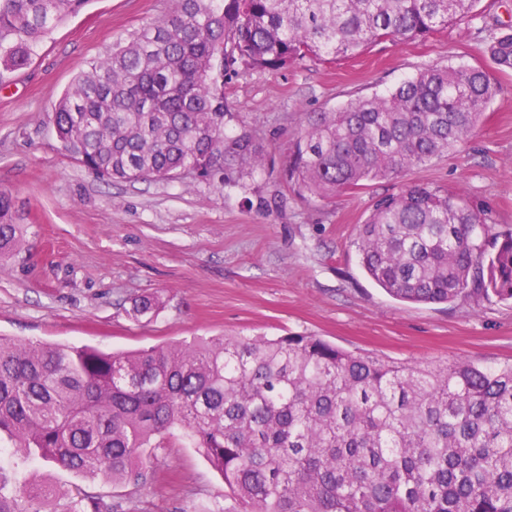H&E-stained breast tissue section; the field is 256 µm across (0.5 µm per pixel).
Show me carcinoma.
I'll use <instances>...</instances> for the list:
<instances>
[{"label": "carcinoma", "instance_id": "cac0c4a2", "mask_svg": "<svg viewBox=\"0 0 512 512\" xmlns=\"http://www.w3.org/2000/svg\"><path fill=\"white\" fill-rule=\"evenodd\" d=\"M479 0H173L161 20L93 62L58 100L57 138L106 180L192 170L243 187L269 164L227 129L224 80L240 64L276 70L374 42L424 39ZM88 0H0V72ZM512 70V28L486 46ZM500 91L478 67L433 66L383 95L305 115L281 180L328 201L457 154ZM27 227L0 193V257ZM361 264L409 303L512 301V229L463 195L420 183L378 199L358 225ZM155 294L129 314L150 320ZM176 429L219 472L225 512H512V364H408L319 336H223L106 353L0 335V435L24 458L114 484H144L143 449ZM0 512H102L88 494L10 487Z\"/></svg>", "mask_w": 512, "mask_h": 512}]
</instances>
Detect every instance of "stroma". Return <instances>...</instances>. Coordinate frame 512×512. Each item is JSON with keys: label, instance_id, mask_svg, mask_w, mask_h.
Returning <instances> with one entry per match:
<instances>
[{"label": "stroma", "instance_id": "stroma-1", "mask_svg": "<svg viewBox=\"0 0 512 512\" xmlns=\"http://www.w3.org/2000/svg\"><path fill=\"white\" fill-rule=\"evenodd\" d=\"M170 0H91L57 26L24 69L0 74V193L28 230L0 262V335L48 344L135 351L235 336L311 333L348 350L398 362H512V302L397 301L364 272L359 224L407 183L457 191L512 227V72L486 42L512 24V0H478L473 12L424 40H382L356 57L310 56L278 70L239 66L224 86L231 128L246 126L276 169L308 112L381 94L419 70L480 66L499 84L467 149L399 178L366 182L330 201L304 199L263 173L227 191L191 177L102 180L73 160L51 122L55 103L113 45L159 18ZM159 295L151 322L133 298ZM0 439V465L18 482L98 497L107 512H204L227 506L224 480L175 432L149 449L148 481L115 484L54 463H17Z\"/></svg>", "mask_w": 512, "mask_h": 512}]
</instances>
